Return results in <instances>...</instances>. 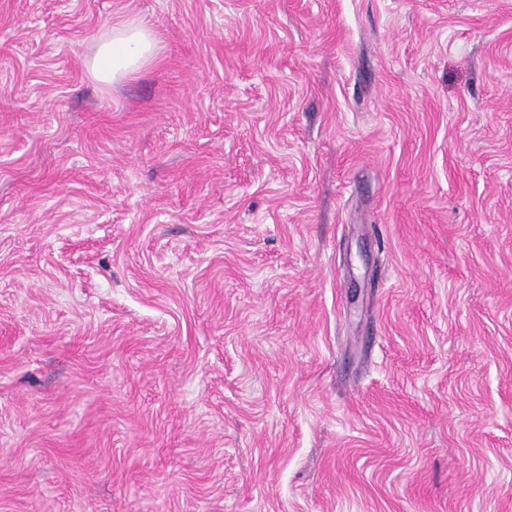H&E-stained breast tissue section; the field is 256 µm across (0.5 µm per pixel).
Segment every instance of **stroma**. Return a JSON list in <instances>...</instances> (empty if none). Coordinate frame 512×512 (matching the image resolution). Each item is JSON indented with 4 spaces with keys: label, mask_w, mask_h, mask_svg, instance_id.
<instances>
[{
    "label": "stroma",
    "mask_w": 512,
    "mask_h": 512,
    "mask_svg": "<svg viewBox=\"0 0 512 512\" xmlns=\"http://www.w3.org/2000/svg\"><path fill=\"white\" fill-rule=\"evenodd\" d=\"M43 498L512 512V0H0V512ZM159 50L153 29L135 19L123 20L98 40L88 69L96 81L109 86L140 74L156 59Z\"/></svg>",
    "instance_id": "1"
}]
</instances>
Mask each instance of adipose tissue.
<instances>
[{
	"label": "adipose tissue",
	"mask_w": 512,
	"mask_h": 512,
	"mask_svg": "<svg viewBox=\"0 0 512 512\" xmlns=\"http://www.w3.org/2000/svg\"><path fill=\"white\" fill-rule=\"evenodd\" d=\"M159 54V40L153 29L134 20H123L98 40L88 62L92 77L111 85L141 73Z\"/></svg>",
	"instance_id": "obj_1"
}]
</instances>
